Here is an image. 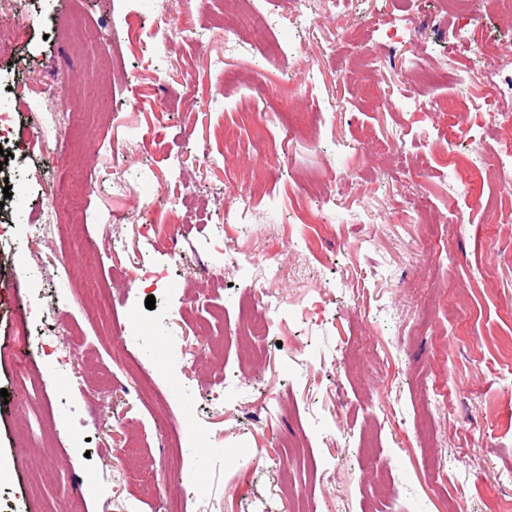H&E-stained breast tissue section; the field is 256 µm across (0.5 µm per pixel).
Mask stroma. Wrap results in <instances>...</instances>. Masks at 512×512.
<instances>
[{
  "mask_svg": "<svg viewBox=\"0 0 512 512\" xmlns=\"http://www.w3.org/2000/svg\"><path fill=\"white\" fill-rule=\"evenodd\" d=\"M440 4L304 0V26L284 0H267L276 26L228 56L224 29L237 22L228 0H18L7 19L13 49L0 57L1 100L38 91L53 62L57 99L68 103L72 68L96 69L106 51L112 61L79 133L49 106L15 111L0 132L5 176L21 190L0 206V224L16 226L0 244V512H165L193 486L205 512H288L277 490L285 481L309 491L316 512H512V189L475 183L485 205L449 222V205L470 188L462 174L478 171L501 135L449 112L465 96L453 71L463 65L478 78L485 65L449 43ZM400 7L415 34L391 49L379 35ZM466 9L512 58V19L493 15L488 0ZM193 16L203 19L198 38L183 40ZM131 26L148 41L129 44ZM311 69L315 82H303ZM418 99L428 107L419 119L410 114ZM147 139L165 153L144 148ZM449 151L459 175L442 162ZM87 153L94 180L77 237L67 236L65 216L61 230H46L38 218L47 189L61 177L75 183L73 158ZM116 181L123 194H113ZM171 196L217 202L223 243L206 247L205 225L182 224ZM245 199L254 220L239 224ZM354 208L364 223H346ZM307 214L321 245L301 233ZM116 217L126 238L119 253ZM227 248L270 265L258 276L225 269ZM90 255L92 276L112 289L106 319L65 277ZM145 266L154 280L142 284ZM203 267L214 272L204 288ZM244 293L276 295L287 310L255 341L269 352L255 379L227 400L224 374L241 364L234 332ZM36 295L50 308L37 324L25 315ZM175 308L184 317L167 320ZM304 309L320 325L305 323ZM137 328L154 333L137 355L166 392L163 413L125 392L129 378L110 346L134 342ZM62 332L69 350L39 345ZM169 334L182 337L186 357L171 354ZM340 344L355 352V367L337 358ZM423 377L445 397L433 410L435 475L408 427ZM271 400L275 416L260 415ZM179 418L201 432L186 469L167 463L163 446ZM117 421L121 465L108 451ZM291 442L305 445L316 469L256 462L259 453L288 455ZM231 444L239 457H219ZM371 458L392 471L399 494H378Z\"/></svg>",
  "mask_w": 512,
  "mask_h": 512,
  "instance_id": "1",
  "label": "stroma"
}]
</instances>
